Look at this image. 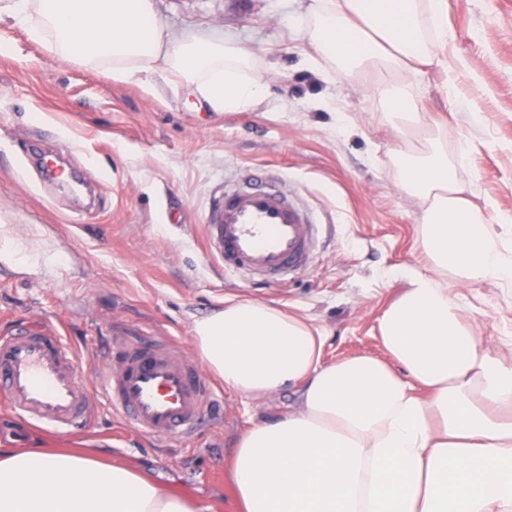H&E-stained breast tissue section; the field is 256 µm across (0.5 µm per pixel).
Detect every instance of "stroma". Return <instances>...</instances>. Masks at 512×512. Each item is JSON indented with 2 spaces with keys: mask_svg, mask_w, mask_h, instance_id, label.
<instances>
[{
  "mask_svg": "<svg viewBox=\"0 0 512 512\" xmlns=\"http://www.w3.org/2000/svg\"><path fill=\"white\" fill-rule=\"evenodd\" d=\"M444 66L407 76L420 122L407 139L364 79L330 80L302 66L295 36L306 0H153L172 40L221 36L269 68L249 112L187 108L177 78L153 92L49 54L27 29L0 25V225L29 243L30 260L0 257V329L51 317L85 379L113 322L141 324L195 355V319L225 301L255 300L303 314L326 337L324 361L379 357V319L404 286L429 272L419 204L397 183L396 150L448 131L456 176L496 232L512 216V0H446ZM454 89H447V82ZM62 156L97 190L90 208L39 180L32 149ZM277 178L320 222L309 267L281 283L225 272L209 252L212 200L246 168ZM464 317L490 352L512 361V283L456 282ZM79 432L28 425L0 409V448H62L131 467L210 512H235L227 469L246 430L296 409L293 392L252 399L231 390L190 438L141 437L101 397Z\"/></svg>",
  "mask_w": 512,
  "mask_h": 512,
  "instance_id": "35a3bbf8",
  "label": "stroma"
}]
</instances>
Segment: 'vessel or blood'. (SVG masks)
Listing matches in <instances>:
<instances>
[{"mask_svg": "<svg viewBox=\"0 0 512 512\" xmlns=\"http://www.w3.org/2000/svg\"><path fill=\"white\" fill-rule=\"evenodd\" d=\"M316 226L280 187L248 173L243 186L224 192L207 224L210 250L225 269L279 280L311 261ZM95 385L79 377L74 355L50 320L35 319L0 336V398L25 422L78 431L94 408L97 387L113 413L137 433L155 439L192 434L220 397L198 364L172 340L138 325L114 329Z\"/></svg>", "mask_w": 512, "mask_h": 512, "instance_id": "1", "label": "vessel or blood"}]
</instances>
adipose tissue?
I'll list each match as a JSON object with an SVG mask.
<instances>
[{
	"mask_svg": "<svg viewBox=\"0 0 512 512\" xmlns=\"http://www.w3.org/2000/svg\"><path fill=\"white\" fill-rule=\"evenodd\" d=\"M0 23L50 52L144 89L169 76L189 107L243 112L264 80L234 43L172 41L152 0H0ZM328 76H373L404 120L416 108L394 75L431 63L448 40L444 0H309L296 31ZM446 130L398 151L402 188L420 205L432 270L411 272L379 320L386 359L323 362L309 319L251 300L196 319L208 371L247 398L298 393L297 410L243 433L230 461L236 512H512V362L494 357L438 274L512 280V241L492 231L449 160ZM0 512H204L147 476L82 452L0 448Z\"/></svg>",
	"mask_w": 512,
	"mask_h": 512,
	"instance_id": "1",
	"label": "adipose tissue"
}]
</instances>
